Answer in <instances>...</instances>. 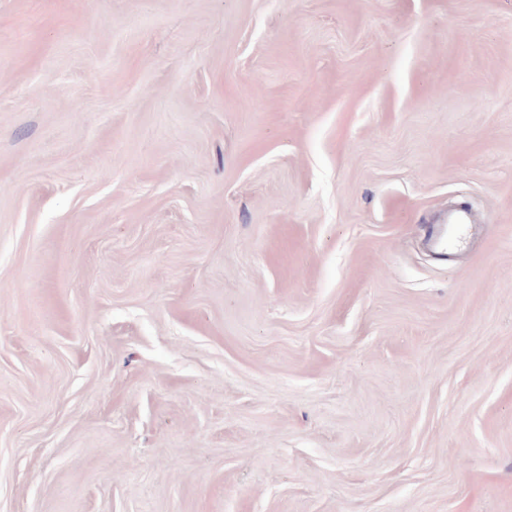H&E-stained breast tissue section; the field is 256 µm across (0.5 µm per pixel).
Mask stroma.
I'll return each instance as SVG.
<instances>
[{
    "label": "stroma",
    "instance_id": "stroma-1",
    "mask_svg": "<svg viewBox=\"0 0 512 512\" xmlns=\"http://www.w3.org/2000/svg\"><path fill=\"white\" fill-rule=\"evenodd\" d=\"M0 512H512V0H0ZM470 218L462 211L448 218L446 224H429L425 226L427 236L433 245L444 252L452 249L460 240H464L470 232ZM448 224V226H447ZM448 233L454 238L448 242Z\"/></svg>",
    "mask_w": 512,
    "mask_h": 512
}]
</instances>
